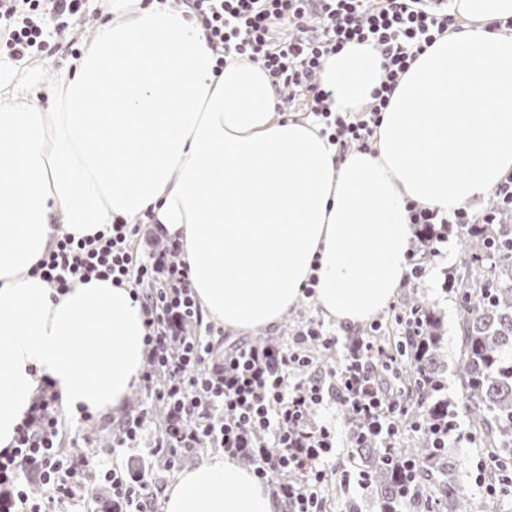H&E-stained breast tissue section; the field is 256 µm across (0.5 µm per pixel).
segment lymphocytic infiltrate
<instances>
[{
    "mask_svg": "<svg viewBox=\"0 0 512 512\" xmlns=\"http://www.w3.org/2000/svg\"><path fill=\"white\" fill-rule=\"evenodd\" d=\"M449 0H183L206 30L219 57L245 56L267 71L277 92L301 93L321 132L339 150L370 149L381 113L400 78L417 56L455 21ZM80 0H0L6 56L20 61L48 54L78 14ZM368 43L382 57V78L361 112H333L330 91L317 80L326 59L350 44ZM496 208L477 213L460 208L448 216L411 202L413 224H496L512 212V174L493 192ZM141 227L115 222L95 236L61 235L36 270L51 288L112 280L135 283V299L146 315L148 366L139 382L154 404L166 410L164 431L142 446L143 420L128 419L113 440L116 448L144 450L164 458L168 470L200 446L221 449L246 461L263 483H275L283 512H324L321 487L336 447L332 423L313 425L321 406L333 404L355 417L360 445L389 443L404 430L403 404L394 399L382 371L394 360L375 341L350 340L342 363L315 370L311 347L331 348L338 339L312 322L288 346L272 343L219 351L210 336L197 335L201 309L182 260L146 253L131 245ZM58 396L44 383L17 428L12 447L0 450V512L21 505L43 512L44 502L77 505L91 481L112 488V512H157L144 467L118 471L79 451L63 452Z\"/></svg>",
    "mask_w": 512,
    "mask_h": 512,
    "instance_id": "lymphocytic-infiltrate-1",
    "label": "lymphocytic infiltrate"
}]
</instances>
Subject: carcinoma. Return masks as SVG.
I'll list each match as a JSON object with an SVG mask.
<instances>
[{
	"mask_svg": "<svg viewBox=\"0 0 512 512\" xmlns=\"http://www.w3.org/2000/svg\"><path fill=\"white\" fill-rule=\"evenodd\" d=\"M460 229L467 242L464 271L451 284L460 318L456 377L461 407L441 397L442 317L418 301L414 312H399L390 320L399 330L394 348L401 354L409 393L425 404L423 432L399 448H359L356 420L347 419L351 457L370 472L380 512H481L472 495L448 479L454 467L448 447L433 446L431 426L454 423L460 412L491 457L512 463V224H462ZM488 261L498 267L500 279L485 277ZM408 461L416 462L417 470L405 496L402 469Z\"/></svg>",
	"mask_w": 512,
	"mask_h": 512,
	"instance_id": "cac0c4a2",
	"label": "carcinoma"
}]
</instances>
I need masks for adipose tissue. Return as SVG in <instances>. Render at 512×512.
I'll return each instance as SVG.
<instances>
[{"instance_id": "ef3b65f1", "label": "adipose tissue", "mask_w": 512, "mask_h": 512, "mask_svg": "<svg viewBox=\"0 0 512 512\" xmlns=\"http://www.w3.org/2000/svg\"><path fill=\"white\" fill-rule=\"evenodd\" d=\"M462 23L418 55L372 151H340L313 120L280 113L267 72L217 65L201 22L165 0H115L43 108L0 84V450L52 383L63 410L119 411L148 355L128 286L67 292L35 267L59 230L74 238L151 213L178 242L202 311L244 336L278 326L314 284L337 327L396 297L414 243L407 203L451 213L512 173V0H452ZM382 58L351 44L319 74L330 109L371 100ZM164 512H281L237 460L184 470Z\"/></svg>"}]
</instances>
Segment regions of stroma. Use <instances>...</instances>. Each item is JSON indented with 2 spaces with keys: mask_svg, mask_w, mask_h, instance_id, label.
I'll use <instances>...</instances> for the list:
<instances>
[{
  "mask_svg": "<svg viewBox=\"0 0 512 512\" xmlns=\"http://www.w3.org/2000/svg\"><path fill=\"white\" fill-rule=\"evenodd\" d=\"M113 0H82L80 14L71 30L69 38L61 40L51 55L36 56L23 62L10 59L0 60V81L15 83L34 79L36 98L42 107H50V90L57 69L68 64L77 51L83 50L98 34L101 24L110 20ZM444 242L425 243L415 240L411 250L414 262L418 263L423 274L420 278L406 279L396 298L392 309L405 307L412 300H421L433 305L444 321V338L442 340V357L446 366L444 374V397L451 403H459L461 391L453 367L458 358V341L456 328L459 320L458 307L452 292L447 287L454 277L465 251L456 225H449L444 232ZM323 323L325 328H332V321L326 320L314 299L307 298L291 309L283 322L273 329L258 330L252 333V340L265 338L276 340L280 345H287L293 332L306 321ZM143 397L140 392H132L127 398L122 411L117 415H107L104 419L86 424L77 422L75 417H65V429L69 438L75 439L78 450L95 454L112 444V433L122 421L123 415L138 411ZM318 420L329 421L336 425V452L330 460L327 488V512H340L339 502L353 500L355 512H379V499L373 485L362 488L345 489L342 475L347 471H356L357 462L350 457L346 419L342 412L329 408L319 411Z\"/></svg>",
  "mask_w": 512,
  "mask_h": 512,
  "instance_id": "obj_1",
  "label": "stroma"
}]
</instances>
